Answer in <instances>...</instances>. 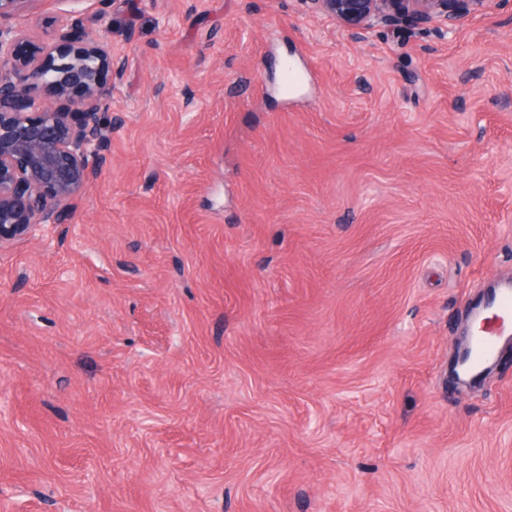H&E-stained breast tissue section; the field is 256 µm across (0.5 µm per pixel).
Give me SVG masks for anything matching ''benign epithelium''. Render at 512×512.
<instances>
[{
	"mask_svg": "<svg viewBox=\"0 0 512 512\" xmlns=\"http://www.w3.org/2000/svg\"><path fill=\"white\" fill-rule=\"evenodd\" d=\"M36 0H0V20ZM358 37L438 23L447 29L482 11L489 0H303ZM23 31L0 26V252L71 216L79 196L106 161V115L123 60L80 21L60 25L44 43L15 46Z\"/></svg>",
	"mask_w": 512,
	"mask_h": 512,
	"instance_id": "1",
	"label": "benign epithelium"
}]
</instances>
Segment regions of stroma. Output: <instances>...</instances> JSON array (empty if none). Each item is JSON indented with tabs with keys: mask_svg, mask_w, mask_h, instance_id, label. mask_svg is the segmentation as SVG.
Returning <instances> with one entry per match:
<instances>
[{
	"mask_svg": "<svg viewBox=\"0 0 512 512\" xmlns=\"http://www.w3.org/2000/svg\"><path fill=\"white\" fill-rule=\"evenodd\" d=\"M125 59L69 223L0 253V512H512V0H34ZM296 80L287 83L284 63ZM490 0H304L316 13L337 21L353 37L375 27L392 32L431 23L452 28L482 11ZM487 299L489 302L485 310H491L494 313L495 326L493 328L485 327L484 334L475 336L469 346L470 361L479 368L492 361L497 353L499 343L512 335L511 325H504V319L512 316V281L491 288Z\"/></svg>",
	"mask_w": 512,
	"mask_h": 512,
	"instance_id": "35a3bbf8",
	"label": "stroma"
}]
</instances>
